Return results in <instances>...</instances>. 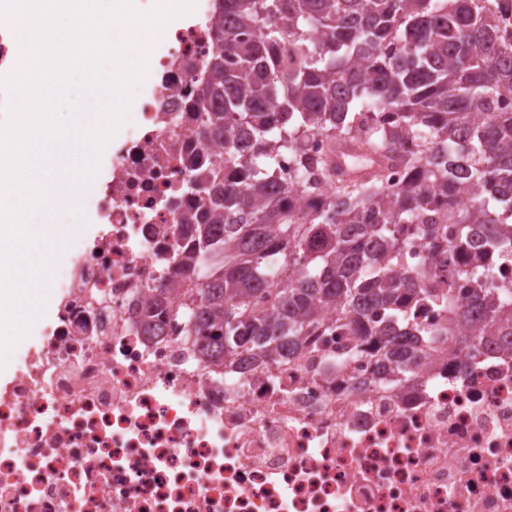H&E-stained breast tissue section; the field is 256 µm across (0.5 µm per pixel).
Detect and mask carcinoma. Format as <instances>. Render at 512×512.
Listing matches in <instances>:
<instances>
[{
    "label": "carcinoma",
    "instance_id": "1",
    "mask_svg": "<svg viewBox=\"0 0 512 512\" xmlns=\"http://www.w3.org/2000/svg\"><path fill=\"white\" fill-rule=\"evenodd\" d=\"M221 2L213 103L200 111L224 153L190 228L189 305L169 312L197 350L217 367L244 352L285 357L303 336L366 323L403 357L412 345L399 340L419 335L398 330L413 301L444 313L464 348L512 336V284L497 279L512 261V44L478 0ZM283 39L293 63L272 51ZM314 135L327 151L312 153ZM290 183L319 205L286 216ZM423 238L468 296L432 268L397 274ZM274 260L287 270L275 284Z\"/></svg>",
    "mask_w": 512,
    "mask_h": 512
}]
</instances>
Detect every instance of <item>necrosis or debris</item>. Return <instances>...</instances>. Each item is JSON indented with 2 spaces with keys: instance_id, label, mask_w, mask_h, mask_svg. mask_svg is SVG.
<instances>
[{
  "instance_id": "obj_1",
  "label": "necrosis or debris",
  "mask_w": 512,
  "mask_h": 512,
  "mask_svg": "<svg viewBox=\"0 0 512 512\" xmlns=\"http://www.w3.org/2000/svg\"><path fill=\"white\" fill-rule=\"evenodd\" d=\"M216 6L161 34L108 175L78 196L100 231L66 252L54 316L0 385V512H512V348L462 350L428 305L410 316L434 353L409 378L350 332L224 370L182 324L145 333L221 153L199 110Z\"/></svg>"
}]
</instances>
